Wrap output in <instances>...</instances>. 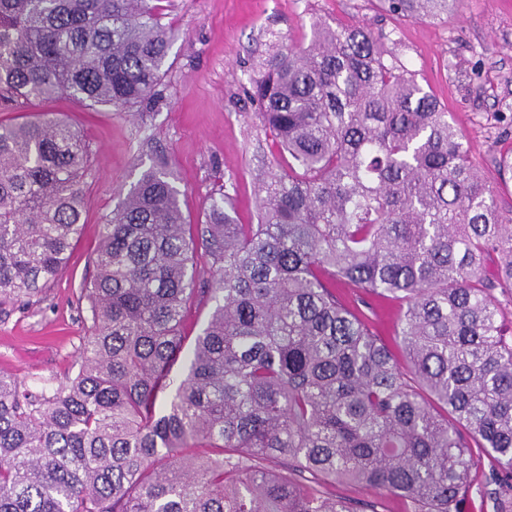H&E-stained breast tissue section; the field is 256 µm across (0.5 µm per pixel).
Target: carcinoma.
Here are the masks:
<instances>
[{"mask_svg": "<svg viewBox=\"0 0 512 512\" xmlns=\"http://www.w3.org/2000/svg\"><path fill=\"white\" fill-rule=\"evenodd\" d=\"M161 0H0V304L29 299L82 230L88 151L66 94L124 110L163 76ZM407 19L448 0H384ZM251 97L280 161L257 223L188 224L161 166L103 225L89 333L66 382L0 373V512H353L358 482L412 512H469L496 461L512 512V210L396 43L319 22ZM512 181V149L496 160ZM212 262L197 288L196 253ZM403 302L404 361L336 283ZM213 303L180 379L193 300Z\"/></svg>", "mask_w": 512, "mask_h": 512, "instance_id": "1", "label": "carcinoma"}]
</instances>
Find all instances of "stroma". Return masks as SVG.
<instances>
[{"mask_svg": "<svg viewBox=\"0 0 512 512\" xmlns=\"http://www.w3.org/2000/svg\"><path fill=\"white\" fill-rule=\"evenodd\" d=\"M175 36L166 73L144 102L126 110L89 107L62 95L48 111L78 128L89 152L84 227L61 275L41 294L0 306V373L26 385L65 381L90 324L83 283L94 274L102 225L141 174L161 164L181 192L191 223L204 221L217 189L239 223L257 215V178L278 156L252 79L279 46L309 44L314 23L360 25L399 42L404 63L444 105L469 158L512 209V184L500 186L491 163L499 127L512 117V0H457L447 15L409 20L380 0H166ZM329 492L357 512H408L399 497L336 482Z\"/></svg>", "mask_w": 512, "mask_h": 512, "instance_id": "1", "label": "stroma"}]
</instances>
